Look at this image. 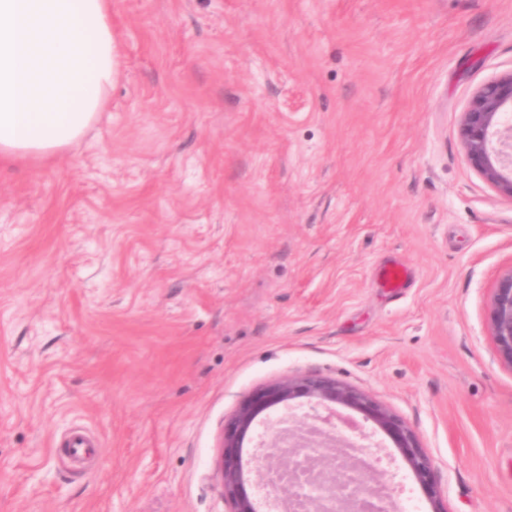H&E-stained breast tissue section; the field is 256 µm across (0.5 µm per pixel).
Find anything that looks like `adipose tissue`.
Instances as JSON below:
<instances>
[{
    "mask_svg": "<svg viewBox=\"0 0 512 512\" xmlns=\"http://www.w3.org/2000/svg\"><path fill=\"white\" fill-rule=\"evenodd\" d=\"M112 0H0V162L57 158L116 73Z\"/></svg>",
    "mask_w": 512,
    "mask_h": 512,
    "instance_id": "ef3b65f1",
    "label": "adipose tissue"
}]
</instances>
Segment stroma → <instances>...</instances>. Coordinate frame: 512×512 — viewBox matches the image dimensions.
Here are the masks:
<instances>
[{
	"instance_id": "obj_1",
	"label": "stroma",
	"mask_w": 512,
	"mask_h": 512,
	"mask_svg": "<svg viewBox=\"0 0 512 512\" xmlns=\"http://www.w3.org/2000/svg\"><path fill=\"white\" fill-rule=\"evenodd\" d=\"M112 35L99 120L0 164V512H227L225 423L297 373L403 419L448 512H512V198L460 134L512 73V0H112ZM489 329L498 360L512 368V267L499 277L493 288Z\"/></svg>"
}]
</instances>
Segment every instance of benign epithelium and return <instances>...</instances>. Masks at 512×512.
<instances>
[{
  "label": "benign epithelium",
  "mask_w": 512,
  "mask_h": 512,
  "mask_svg": "<svg viewBox=\"0 0 512 512\" xmlns=\"http://www.w3.org/2000/svg\"><path fill=\"white\" fill-rule=\"evenodd\" d=\"M512 110V73L483 85L473 96L461 121L468 163L497 190L512 198V163L503 146L512 149V127H501V116ZM489 329L498 360L512 368V268L493 288ZM321 406L327 415L280 421V429L262 442L254 457L255 478L246 483L242 448L246 435L262 413L299 401ZM350 407L372 422L393 443L412 471L432 512H447L442 504L430 456L416 434L388 408L365 393L334 378L299 374L269 383L242 401L224 425L218 479L228 512H258L257 495L265 493L268 512H391V484L365 448L336 434L335 406Z\"/></svg>",
  "instance_id": "benign-epithelium-1"
}]
</instances>
